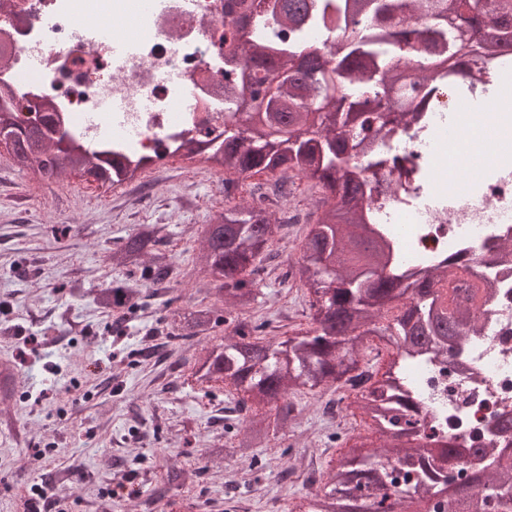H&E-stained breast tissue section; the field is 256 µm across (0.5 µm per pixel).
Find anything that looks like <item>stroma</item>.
<instances>
[{"label":"stroma","mask_w":512,"mask_h":512,"mask_svg":"<svg viewBox=\"0 0 512 512\" xmlns=\"http://www.w3.org/2000/svg\"><path fill=\"white\" fill-rule=\"evenodd\" d=\"M227 177L205 169L189 179L173 163L104 194L64 175L35 182L0 156V361L18 380L0 414V512H98L102 502L110 512H293L321 492L311 475L343 442L324 409L335 389L298 400L288 429L244 457L224 426L227 390L189 380L200 348L229 324L170 336L177 312L216 303L196 264L205 224L225 204L259 203L276 180L239 175L228 194ZM294 188L276 209L285 225L263 296L245 314L270 335L310 326L309 294L284 273L320 211L307 180ZM139 224L161 227L174 273L143 288L134 307L103 311L89 291L123 279L105 256ZM171 465L194 467L197 481L153 496Z\"/></svg>","instance_id":"35a3bbf8"}]
</instances>
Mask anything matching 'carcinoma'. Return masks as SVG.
I'll return each instance as SVG.
<instances>
[{"label":"carcinoma","mask_w":512,"mask_h":512,"mask_svg":"<svg viewBox=\"0 0 512 512\" xmlns=\"http://www.w3.org/2000/svg\"><path fill=\"white\" fill-rule=\"evenodd\" d=\"M463 10L448 15L447 0H277L270 34L246 40L224 54V74L236 73L224 91V130L207 140L214 162L224 170L254 176L280 173L306 178L322 190L321 214L287 276L310 291L312 327L282 341L256 336L263 324L239 321L232 334L202 349L192 379L198 385L221 382L243 416L238 448L246 452L269 440L270 432L294 419V399L341 382L367 376L359 354L366 336L389 337L402 370L423 351L439 357L477 332L479 269L465 266L468 279L451 299L435 284L458 276L459 264L435 269L414 280L399 271L398 244L377 223L374 202L383 183L367 171L381 165L375 143L409 126L427 125L426 101L444 81L463 95L492 96L493 75L512 66V0H460ZM288 24V42L278 26ZM311 30L334 36L323 54L309 42ZM14 138L12 164L41 180L70 170L100 179L98 154L61 147L52 115L41 122L18 120L0 107V130ZM282 221L260 204L226 208L206 225L201 271L228 308L245 311L260 294L261 263L282 230ZM158 228L141 224L122 246L110 251L114 268L141 269L152 284L171 275L167 257L154 251ZM331 270L336 286H321ZM102 309L123 307L138 289L111 281L91 291ZM225 322L209 306L183 314L180 330L192 338ZM414 386L396 379L376 380L359 408L379 434L372 452L352 447L331 459L322 474L329 491L312 512H380L376 498L391 491L407 504L441 506L438 498L454 484L466 500L465 512H512V459L501 448H476L483 466L448 479L457 448L445 434L417 435L422 426ZM404 474L399 482L394 474ZM196 472L168 470L167 483L154 489L164 497L172 484L184 486Z\"/></svg>","instance_id":"obj_1"}]
</instances>
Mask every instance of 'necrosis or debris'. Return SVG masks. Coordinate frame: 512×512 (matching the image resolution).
<instances>
[{
  "label": "necrosis or debris",
  "instance_id": "4bbe7bcc",
  "mask_svg": "<svg viewBox=\"0 0 512 512\" xmlns=\"http://www.w3.org/2000/svg\"><path fill=\"white\" fill-rule=\"evenodd\" d=\"M131 0H7L0 9V104L29 120L51 109L66 141L97 149L100 160L123 155L127 169L156 164L160 146L177 148L224 126V48L217 34L225 8L248 11L251 0H154L136 13L141 37L127 55L113 57L96 31L108 15ZM42 54L41 78L28 75L29 58ZM116 101L117 114L100 111ZM430 130H409L396 142L434 158L430 190L449 204L417 206L410 184L377 208L399 245L397 261L417 273L454 257L479 264L488 287L477 314L482 329L451 358L425 353L406 367L417 388L421 414L444 423L447 433L470 448L498 447L494 418L512 411V269L490 261L512 242V114L460 112L451 88L430 99ZM475 136L457 152L449 128ZM466 169L461 184L448 173Z\"/></svg>",
  "mask_w": 512,
  "mask_h": 512
}]
</instances>
